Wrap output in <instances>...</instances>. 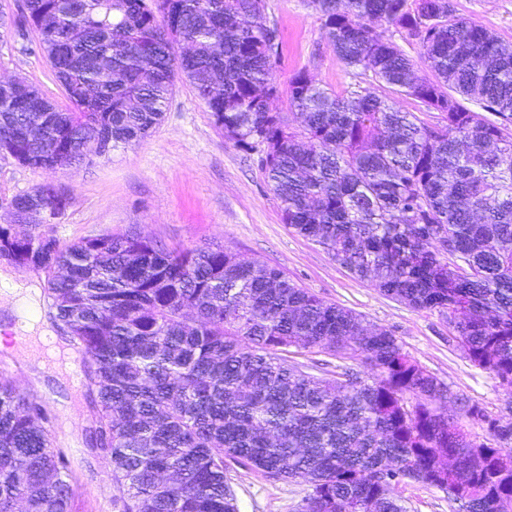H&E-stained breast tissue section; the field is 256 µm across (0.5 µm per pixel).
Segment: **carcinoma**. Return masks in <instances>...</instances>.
Wrapping results in <instances>:
<instances>
[{
	"mask_svg": "<svg viewBox=\"0 0 512 512\" xmlns=\"http://www.w3.org/2000/svg\"><path fill=\"white\" fill-rule=\"evenodd\" d=\"M355 82L338 94L293 74V112H269L281 31L266 0H24V18L69 106L0 86V159L43 170L138 142L179 74L214 125L256 153L282 222L378 291L452 310L471 363L512 388V45L448 0H313ZM420 47L436 80L376 32ZM442 113L430 125L388 93ZM58 189L14 197L21 224L62 215ZM44 277L52 318L87 365L122 512H238L230 458L275 480L305 477L299 512H406L395 486L445 491L462 512L512 504V423L475 454L436 404L444 387L386 329L328 304L280 268L221 247L168 250L142 232L0 251ZM63 267L57 278L51 268ZM301 352L346 350L369 367L316 375ZM41 408L0 380V512H69L68 461ZM448 453L453 473L438 470Z\"/></svg>",
	"mask_w": 512,
	"mask_h": 512,
	"instance_id": "cac0c4a2",
	"label": "carcinoma"
}]
</instances>
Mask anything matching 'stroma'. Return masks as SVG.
Wrapping results in <instances>:
<instances>
[{"instance_id":"1","label":"stroma","mask_w":512,"mask_h":512,"mask_svg":"<svg viewBox=\"0 0 512 512\" xmlns=\"http://www.w3.org/2000/svg\"><path fill=\"white\" fill-rule=\"evenodd\" d=\"M21 2L0 0V15L12 20L10 27L0 28V75L19 76L50 100L65 104L64 89L40 48V37L19 11ZM448 4L455 15L512 44V0ZM266 5V16L278 24L283 43L275 67L279 91L271 101L273 111H289L288 84L296 71H308L336 92L353 83L352 68L326 40L311 0H266ZM42 183L54 184L70 196L64 214L40 227L60 244L136 227L170 250L221 247L277 265L326 303L351 309L371 327L392 331L404 351L445 385L449 413H456L457 401L465 399L501 422H512V395L470 362L445 315L383 296L370 281L356 277L322 247L283 224L258 154H246L226 140L204 101L184 80H176L161 125L128 148L53 171L0 159V225L12 223L9 204L16 195ZM29 314L24 308L0 311V336L6 338L0 349V380L11 381L19 393L46 410L44 426L69 463L71 512H121L110 465L88 445L93 429L89 388L71 382L72 371H83L84 357L42 306L33 314L39 327L55 336L56 355L17 344L15 337ZM227 476L239 512H298L309 490L304 479L274 481L233 462ZM395 493L407 512H458L457 504L437 488L402 484Z\"/></svg>"}]
</instances>
